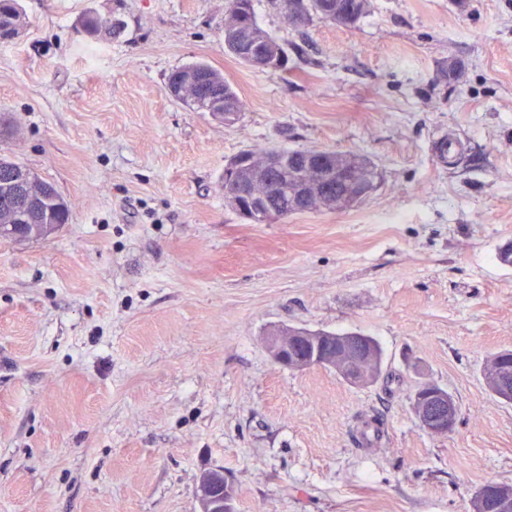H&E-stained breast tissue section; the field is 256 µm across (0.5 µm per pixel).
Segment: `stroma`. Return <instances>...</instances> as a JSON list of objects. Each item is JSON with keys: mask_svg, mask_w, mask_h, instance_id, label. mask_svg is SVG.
I'll return each mask as SVG.
<instances>
[{"mask_svg": "<svg viewBox=\"0 0 512 512\" xmlns=\"http://www.w3.org/2000/svg\"><path fill=\"white\" fill-rule=\"evenodd\" d=\"M21 5L25 37L0 43V116L20 132L0 152L72 212L0 242V512H198L218 467L236 512H471L512 484V402L482 374L512 350V0H371L356 26L302 34L255 0L284 71L225 52L229 0ZM88 11L123 32L79 34ZM198 61L242 99L235 124L166 94ZM259 146L362 153L379 186L251 224L219 181ZM279 326L373 337L379 379L276 364ZM421 382L458 404L446 435L412 413Z\"/></svg>", "mask_w": 512, "mask_h": 512, "instance_id": "stroma-1", "label": "stroma"}]
</instances>
